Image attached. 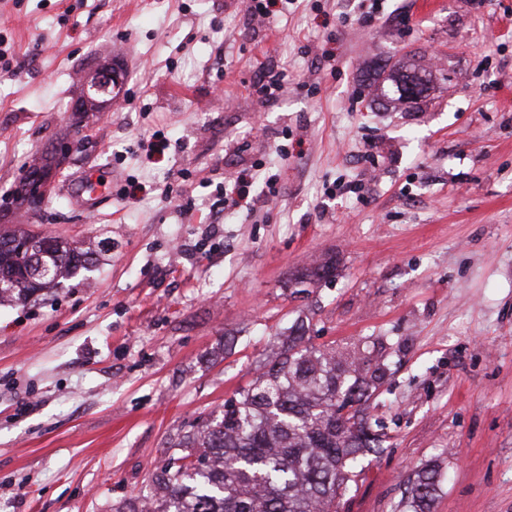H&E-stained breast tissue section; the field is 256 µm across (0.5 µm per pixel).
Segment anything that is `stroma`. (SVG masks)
Masks as SVG:
<instances>
[{"label": "stroma", "mask_w": 512, "mask_h": 512, "mask_svg": "<svg viewBox=\"0 0 512 512\" xmlns=\"http://www.w3.org/2000/svg\"><path fill=\"white\" fill-rule=\"evenodd\" d=\"M369 4L260 25L247 0H0V198L67 140L32 228L100 247L89 281L0 306V512L141 498L299 319L388 367L363 407L388 446L340 512H407L432 461V512H512V0H383L366 25ZM115 58L123 100L74 123ZM404 63L429 89L387 100ZM247 168L263 200L225 204ZM96 169L112 195L87 213L65 189ZM335 272L336 262L332 258L325 259L319 264L300 272L295 278V285L305 286L306 284H315L335 275Z\"/></svg>", "instance_id": "obj_1"}]
</instances>
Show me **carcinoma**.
<instances>
[{
	"label": "carcinoma",
	"mask_w": 512,
	"mask_h": 512,
	"mask_svg": "<svg viewBox=\"0 0 512 512\" xmlns=\"http://www.w3.org/2000/svg\"><path fill=\"white\" fill-rule=\"evenodd\" d=\"M98 251L22 224L0 229V305L25 302L63 280L92 271ZM336 272L329 258L300 272L295 285ZM382 381L359 354L309 344L303 326L280 358L215 418L172 444L153 475L155 499L121 502L115 512H336L383 451L382 434L360 417L369 389ZM437 469L423 467L409 512H431Z\"/></svg>",
	"instance_id": "carcinoma-1"
}]
</instances>
